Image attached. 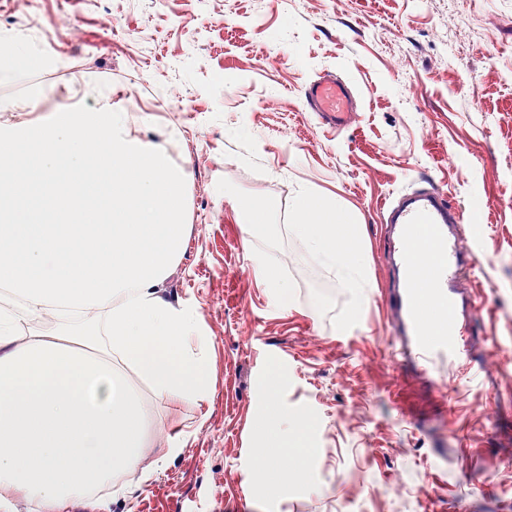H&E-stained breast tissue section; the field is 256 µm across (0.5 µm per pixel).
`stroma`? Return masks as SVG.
Wrapping results in <instances>:
<instances>
[{
	"label": "stroma",
	"mask_w": 512,
	"mask_h": 512,
	"mask_svg": "<svg viewBox=\"0 0 512 512\" xmlns=\"http://www.w3.org/2000/svg\"><path fill=\"white\" fill-rule=\"evenodd\" d=\"M6 9L0 37L54 60L29 74L51 88L47 110L93 109L85 85H105L115 111L147 117L145 138L175 133L190 180L193 231L165 292L209 327L214 390L202 412L149 400L185 452L112 512H261L243 463L273 401L307 424L290 452L312 451L313 490L290 488L280 512H512V0H41L35 28L28 0ZM325 71L360 96L333 136L301 93ZM424 177L476 219L499 335L471 336L492 378L451 377L445 412L382 357L380 206ZM228 184L280 224L301 187L336 200L365 245L363 297L286 239L282 307L252 273Z\"/></svg>",
	"instance_id": "stroma-1"
}]
</instances>
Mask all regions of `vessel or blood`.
Segmentation results:
<instances>
[{
	"instance_id": "vessel-or-blood-1",
	"label": "vessel or blood",
	"mask_w": 512,
	"mask_h": 512,
	"mask_svg": "<svg viewBox=\"0 0 512 512\" xmlns=\"http://www.w3.org/2000/svg\"><path fill=\"white\" fill-rule=\"evenodd\" d=\"M303 98L319 123L334 131L348 128L357 115V93L329 74L305 84ZM381 213L388 268L396 275L383 295L392 321L389 358L428 376L442 403L444 374H470L463 341L487 314L470 287L483 242L468 237L462 207L430 183L393 193ZM424 279L425 291L419 288Z\"/></svg>"
}]
</instances>
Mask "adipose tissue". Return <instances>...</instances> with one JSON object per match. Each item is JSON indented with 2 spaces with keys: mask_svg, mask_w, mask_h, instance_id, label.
Returning a JSON list of instances; mask_svg holds the SVG:
<instances>
[{
  "mask_svg": "<svg viewBox=\"0 0 512 512\" xmlns=\"http://www.w3.org/2000/svg\"><path fill=\"white\" fill-rule=\"evenodd\" d=\"M35 64L21 41L0 39V86ZM93 112L31 120L49 97L0 99V512H110L113 498L146 489L181 456L149 399L205 408L215 369L197 307L162 285L189 239L187 173L141 122L91 88ZM34 145L29 163L16 157ZM246 233L262 243L254 274L288 294L271 208L225 190ZM311 260L345 288L366 286L360 236L335 200L303 191L286 226ZM301 420L277 411L254 427V479L274 497L310 488L266 443L284 444Z\"/></svg>",
  "mask_w": 512,
  "mask_h": 512,
  "instance_id": "ef3b65f1",
  "label": "adipose tissue"
}]
</instances>
